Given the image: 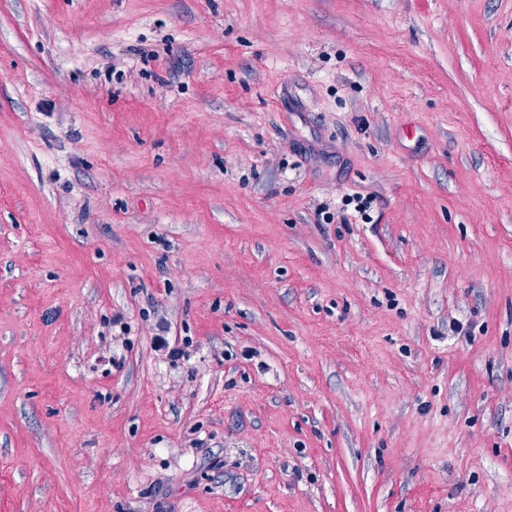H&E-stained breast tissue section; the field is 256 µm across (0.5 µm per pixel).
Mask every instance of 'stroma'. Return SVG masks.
<instances>
[{
  "label": "stroma",
  "mask_w": 512,
  "mask_h": 512,
  "mask_svg": "<svg viewBox=\"0 0 512 512\" xmlns=\"http://www.w3.org/2000/svg\"><path fill=\"white\" fill-rule=\"evenodd\" d=\"M0 512H512V0H0Z\"/></svg>",
  "instance_id": "35a3bbf8"
}]
</instances>
